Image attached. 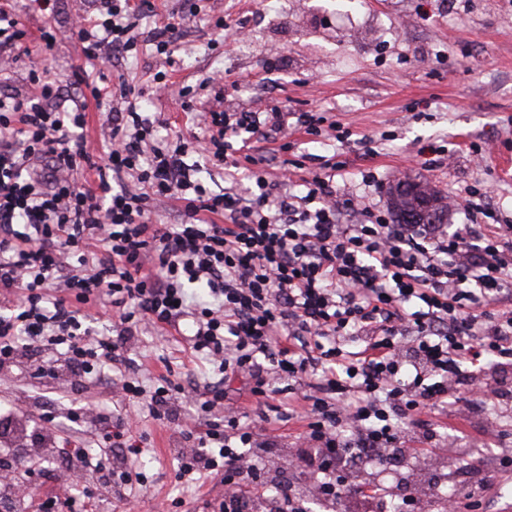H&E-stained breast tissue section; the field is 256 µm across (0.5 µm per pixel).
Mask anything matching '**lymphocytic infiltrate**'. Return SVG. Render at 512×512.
Instances as JSON below:
<instances>
[{
    "label": "lymphocytic infiltrate",
    "mask_w": 512,
    "mask_h": 512,
    "mask_svg": "<svg viewBox=\"0 0 512 512\" xmlns=\"http://www.w3.org/2000/svg\"><path fill=\"white\" fill-rule=\"evenodd\" d=\"M132 29L130 0H100L73 35L92 65L136 50ZM25 69L32 92L0 96V374L25 365L50 378L60 368L106 378L121 412L81 417L122 458L141 452L132 407L172 424L196 402L202 416L180 432L178 476L223 473L224 512L339 501L387 512L389 487L353 474L443 451L425 413H448L452 431L512 400L493 377L512 370V225L392 223L338 188V163L299 190L273 192L251 140L283 131L276 104L194 113L208 144L172 149L153 143L160 113L116 109L96 160L86 117L103 89L65 95L37 55ZM207 149L225 168L253 165V191L235 181L211 192L184 160ZM164 199L176 201L179 224L154 223ZM98 306L112 313L105 336L92 326ZM146 324L187 338L209 400L180 376L146 386L128 372V344ZM218 375L246 378L258 399L286 383L301 449L289 465L307 492L285 479L268 494L261 466L273 438L220 410ZM461 453L480 483L448 512H488L487 490L512 472V452L491 467L486 451Z\"/></svg>",
    "instance_id": "obj_1"
}]
</instances>
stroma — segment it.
<instances>
[{"label":"stroma","mask_w":512,"mask_h":512,"mask_svg":"<svg viewBox=\"0 0 512 512\" xmlns=\"http://www.w3.org/2000/svg\"><path fill=\"white\" fill-rule=\"evenodd\" d=\"M152 12L135 17L134 32L147 39L154 28L179 25L177 63L168 74V91L155 97L148 73L157 71L155 55L116 56L105 70L88 67L90 79L105 75L110 88L127 81L139 89V106L161 109L172 131L191 137L190 112L214 106L227 112L257 109L267 103L287 107L290 124L274 142H261L268 158L267 178L278 183L292 162L318 171L342 162V185L365 192L374 208L388 210L387 189L404 178L428 181L440 195L472 196L486 224H512V0H210L206 17H191L184 0H151ZM23 24L27 45L41 29L55 44L46 54L64 90L77 89L75 71L85 66L72 37L74 20L95 12L94 0H57L51 16L11 0ZM227 80L216 89L208 79ZM196 89L191 107L180 90ZM222 102H215V91ZM313 115L320 135L296 126L300 113ZM374 174L364 186L362 177ZM139 375L165 367L191 375L197 359L182 337L148 325L129 345ZM48 391L61 401L112 406L96 382L75 392L45 380L15 378L0 382V402L15 405L20 422L30 424L31 394ZM224 404L246 412L249 420L279 417L280 450L291 448L299 425L285 421L279 394L258 400L244 378L224 384ZM145 448L135 461L147 480L128 506L111 488L101 487L102 512H219L224 478L176 479L179 428L144 417ZM465 438L491 433L512 442V411L489 406L466 423Z\"/></svg>","instance_id":"obj_1"}]
</instances>
